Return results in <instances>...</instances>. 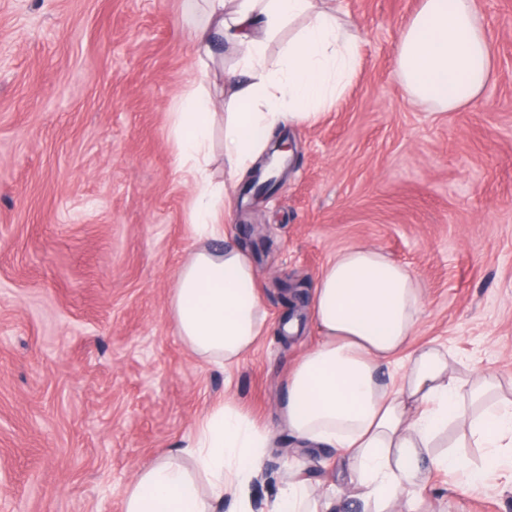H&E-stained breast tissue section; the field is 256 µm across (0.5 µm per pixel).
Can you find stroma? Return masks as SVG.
Wrapping results in <instances>:
<instances>
[{
	"mask_svg": "<svg viewBox=\"0 0 512 512\" xmlns=\"http://www.w3.org/2000/svg\"><path fill=\"white\" fill-rule=\"evenodd\" d=\"M360 41L351 83L310 126L269 195L238 194L227 233L257 224L271 330L240 363L197 359L170 319L190 256L191 180L170 114L202 79L180 0H0V512H124L143 468L185 447L232 398L272 432L256 500L288 476L279 416L288 361L313 346L279 282L312 287L369 246L424 294L417 344L512 397V0H478L496 73L480 101H410L397 40L421 0H335ZM435 473L426 512H512V481L482 494Z\"/></svg>",
	"mask_w": 512,
	"mask_h": 512,
	"instance_id": "obj_1",
	"label": "stroma"
}]
</instances>
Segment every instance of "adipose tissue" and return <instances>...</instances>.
I'll return each mask as SVG.
<instances>
[{"label": "adipose tissue", "mask_w": 512, "mask_h": 512, "mask_svg": "<svg viewBox=\"0 0 512 512\" xmlns=\"http://www.w3.org/2000/svg\"><path fill=\"white\" fill-rule=\"evenodd\" d=\"M179 22L200 55L214 58L220 38L234 50L224 181L207 172L210 94L188 89L172 115L179 161L192 167L194 249L174 277L171 319L198 359L227 368L269 330L256 269L225 230L238 178L276 127L312 124L335 103L359 44L313 0H181ZM290 25L295 34L269 66V42ZM396 61L412 100L448 111L477 101L493 65L476 0H422L399 37ZM422 309V290L403 266L377 249L349 248L320 274L311 293L319 340L288 370L283 422L297 447L334 449L363 512H418L412 496L436 471L463 473L464 490L480 493L488 470L512 467V400L494 398L488 377L462 379L442 346L412 348ZM470 443L485 449L482 460L462 455ZM269 444L268 429L248 412L217 402L180 458H160L138 473L125 512H330L302 461L275 497L256 504L252 486Z\"/></svg>", "instance_id": "ef3b65f1"}]
</instances>
